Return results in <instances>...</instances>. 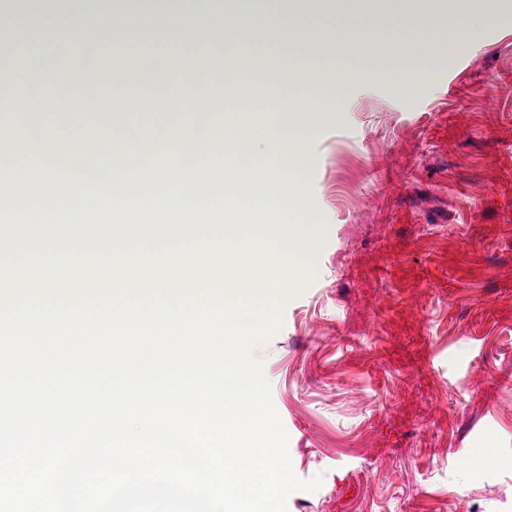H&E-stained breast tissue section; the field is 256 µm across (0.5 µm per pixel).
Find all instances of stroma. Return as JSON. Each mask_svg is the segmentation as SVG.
Returning a JSON list of instances; mask_svg holds the SVG:
<instances>
[{"label":"stroma","mask_w":512,"mask_h":512,"mask_svg":"<svg viewBox=\"0 0 512 512\" xmlns=\"http://www.w3.org/2000/svg\"><path fill=\"white\" fill-rule=\"evenodd\" d=\"M415 81L371 49L325 64L337 112L305 134L300 182L328 225L315 280L257 355L297 477L288 512H512V0ZM167 94L268 99L294 59ZM157 121L155 85L116 86Z\"/></svg>","instance_id":"1"}]
</instances>
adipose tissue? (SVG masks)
Returning a JSON list of instances; mask_svg holds the SVG:
<instances>
[{
    "label": "adipose tissue",
    "mask_w": 512,
    "mask_h": 512,
    "mask_svg": "<svg viewBox=\"0 0 512 512\" xmlns=\"http://www.w3.org/2000/svg\"><path fill=\"white\" fill-rule=\"evenodd\" d=\"M302 13H295L288 0H268L265 8H247L244 0H0V31L9 43L0 46V76L21 70L41 71L46 59L56 60L72 88L102 86L125 81L123 69L108 59L91 55L94 47L121 48L126 43H162L168 55L139 58L136 77L156 84L181 73L197 81H208L215 71L238 73L255 58L247 53L248 33L264 37L272 32L289 36V50L297 59L295 72L302 89L313 88V73L326 61L342 53L352 37L364 41L386 32L389 43L399 44L400 63L408 66L426 57L439 58L448 45L465 47L477 23V13L449 7L448 19L433 22L417 0H407L387 29H380L375 12L362 7L326 9L327 0H304ZM54 87L52 95L32 99L26 85H15L10 96L0 98V156L14 159L11 180L30 189L54 188L63 168H71L69 188L124 187L142 181L183 184L182 201L198 205L207 200L210 186L200 176L206 165H214L221 179L222 196L238 203L255 200L265 206L281 195H291L294 209H303L299 184L307 167L305 132L315 126L318 115L299 113L295 125L277 124L266 113L263 101L228 90L221 104L235 114L232 127L214 126L211 131L192 134L195 122L188 101L171 97L158 107L159 120L150 131L153 149L179 148L191 165L175 164L162 172L140 173L125 166L105 172L97 158L104 141L119 151L133 150V143L120 138L122 127H139L137 113L126 111L113 99L108 112H71L69 98L57 93V79L43 78ZM53 109L56 120L33 125L31 109ZM277 140L283 151L288 182L273 189L268 185L266 163L239 178L225 142Z\"/></svg>",
    "instance_id": "ef3b65f1"
}]
</instances>
